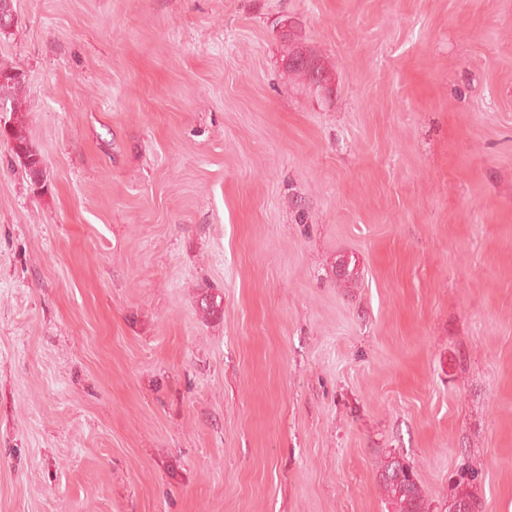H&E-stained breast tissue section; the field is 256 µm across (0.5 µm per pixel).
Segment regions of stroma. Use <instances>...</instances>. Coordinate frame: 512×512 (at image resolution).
I'll return each instance as SVG.
<instances>
[{
  "label": "stroma",
  "instance_id": "35a3bbf8",
  "mask_svg": "<svg viewBox=\"0 0 512 512\" xmlns=\"http://www.w3.org/2000/svg\"><path fill=\"white\" fill-rule=\"evenodd\" d=\"M15 10L0 512H512V0ZM289 67L297 72H303L308 76L309 82L313 85H317V87L322 86L323 82L326 81L324 71L321 66L309 62L300 54H293L290 56ZM9 122L10 120L4 122L3 128L2 125L0 126V135L10 142L13 155L17 158L19 165L24 169L30 181L37 184L43 176V160L28 139L25 128L20 121L13 118V124ZM377 472L388 512H429L414 467L394 450H388L377 462Z\"/></svg>",
  "mask_w": 512,
  "mask_h": 512
}]
</instances>
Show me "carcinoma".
<instances>
[{"label": "carcinoma", "instance_id": "cac0c4a2", "mask_svg": "<svg viewBox=\"0 0 512 512\" xmlns=\"http://www.w3.org/2000/svg\"><path fill=\"white\" fill-rule=\"evenodd\" d=\"M289 67L304 73L313 85L320 87L326 81L322 68L300 54L290 56ZM24 83L22 73L0 65V105L6 106L7 111L13 114L20 110ZM0 135L10 142L13 155L30 181L38 183L43 176V160L28 139L20 121L15 119L11 123L4 122L0 127ZM377 472L388 512H428L429 505L414 467L403 457L392 450L387 451L377 462ZM448 502L455 512H475L476 509L474 498L462 481L456 484Z\"/></svg>", "mask_w": 512, "mask_h": 512}]
</instances>
